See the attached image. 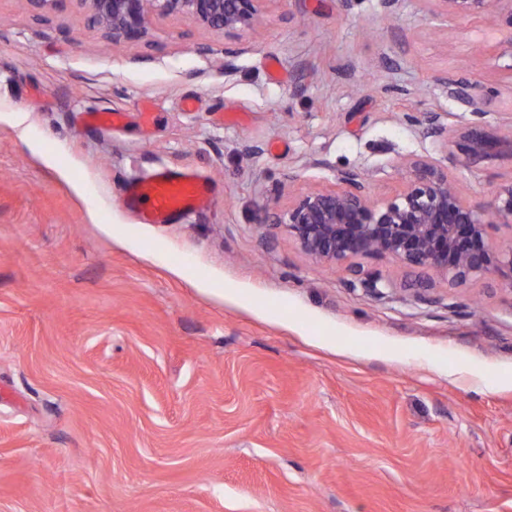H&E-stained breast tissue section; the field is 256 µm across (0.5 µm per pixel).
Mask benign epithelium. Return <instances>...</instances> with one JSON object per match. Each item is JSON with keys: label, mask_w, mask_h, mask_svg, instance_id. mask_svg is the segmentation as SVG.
Wrapping results in <instances>:
<instances>
[{"label": "benign epithelium", "mask_w": 512, "mask_h": 512, "mask_svg": "<svg viewBox=\"0 0 512 512\" xmlns=\"http://www.w3.org/2000/svg\"><path fill=\"white\" fill-rule=\"evenodd\" d=\"M105 38L134 43L148 35L153 18L182 16L199 27L232 38L224 56L250 49L242 38L255 32L270 0H77ZM434 17L489 18L512 30V0H425ZM437 84L446 96L471 108V120L454 132L439 112L408 116L436 139L443 155L402 162L401 184L385 196H371L364 174L335 170L334 184L301 190L267 217L266 226L284 229L299 250L322 266H343L348 285L383 296L390 280L364 270L357 260L388 257L407 268L430 271L450 285H462L494 267L512 293V242L494 241L496 225L512 227V178L494 190L487 207L472 205L456 181L479 159L512 160V124L493 130L483 105L489 90L479 79L442 73Z\"/></svg>", "instance_id": "benign-epithelium-1"}]
</instances>
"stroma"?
<instances>
[{
	"mask_svg": "<svg viewBox=\"0 0 512 512\" xmlns=\"http://www.w3.org/2000/svg\"><path fill=\"white\" fill-rule=\"evenodd\" d=\"M423 0H288L253 47L190 19L114 44L76 0H0V512H512V293L386 258L349 287L267 204L437 155L407 114L470 109L436 74L497 89L507 32L427 20ZM326 161L306 168L309 158ZM194 170L213 202L140 223L126 185ZM295 175L288 183L287 175ZM512 160L463 173L486 206Z\"/></svg>",
	"mask_w": 512,
	"mask_h": 512,
	"instance_id": "35a3bbf8",
	"label": "stroma"
}]
</instances>
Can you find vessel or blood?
I'll return each instance as SVG.
<instances>
[{
  "mask_svg": "<svg viewBox=\"0 0 512 512\" xmlns=\"http://www.w3.org/2000/svg\"><path fill=\"white\" fill-rule=\"evenodd\" d=\"M211 196L206 176L195 171L160 169L146 179L131 181L124 202L137 208L144 223L169 224L176 217L201 209Z\"/></svg>",
  "mask_w": 512,
  "mask_h": 512,
  "instance_id": "1",
  "label": "vessel or blood"
}]
</instances>
